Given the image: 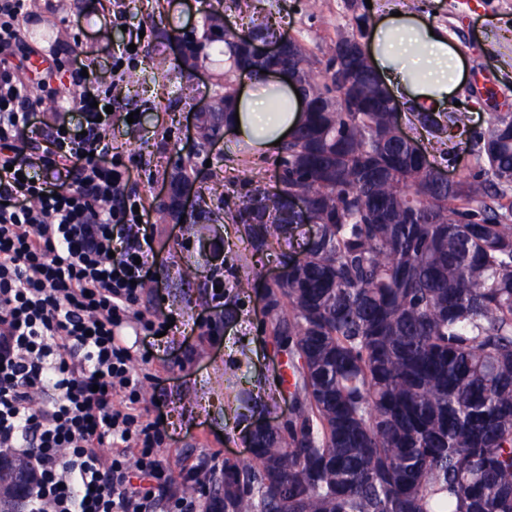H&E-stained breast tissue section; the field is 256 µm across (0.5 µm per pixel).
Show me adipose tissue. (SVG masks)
I'll return each instance as SVG.
<instances>
[{
	"instance_id": "ef3b65f1",
	"label": "adipose tissue",
	"mask_w": 512,
	"mask_h": 512,
	"mask_svg": "<svg viewBox=\"0 0 512 512\" xmlns=\"http://www.w3.org/2000/svg\"><path fill=\"white\" fill-rule=\"evenodd\" d=\"M368 58L384 85L396 97H406L422 112L452 106L466 79L465 64L443 30L410 12L384 15L372 31ZM287 108L271 111L273 100ZM239 115L238 139L255 154L274 152V143L304 119L297 96L288 83L273 74L253 80L234 105Z\"/></svg>"
}]
</instances>
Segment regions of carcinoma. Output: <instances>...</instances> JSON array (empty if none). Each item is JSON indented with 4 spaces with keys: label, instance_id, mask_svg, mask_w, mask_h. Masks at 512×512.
I'll use <instances>...</instances> for the list:
<instances>
[{
    "label": "carcinoma",
    "instance_id": "1",
    "mask_svg": "<svg viewBox=\"0 0 512 512\" xmlns=\"http://www.w3.org/2000/svg\"><path fill=\"white\" fill-rule=\"evenodd\" d=\"M226 1L254 12V0H215L204 19ZM275 36L265 18L247 35L222 24L167 39L200 61L227 56V114L245 44ZM286 61L310 107L281 147V187L254 182L235 219L259 246L294 225L319 233L270 289L293 409L255 434V465L226 460L200 484L205 505L215 491L224 512H512V113L488 105L469 135L474 171L441 184L394 135L367 56L344 57L362 80L334 91L296 38ZM149 63L172 72L164 52ZM141 80L127 72L112 96ZM13 475L0 470V512L21 508Z\"/></svg>",
    "mask_w": 512,
    "mask_h": 512
}]
</instances>
